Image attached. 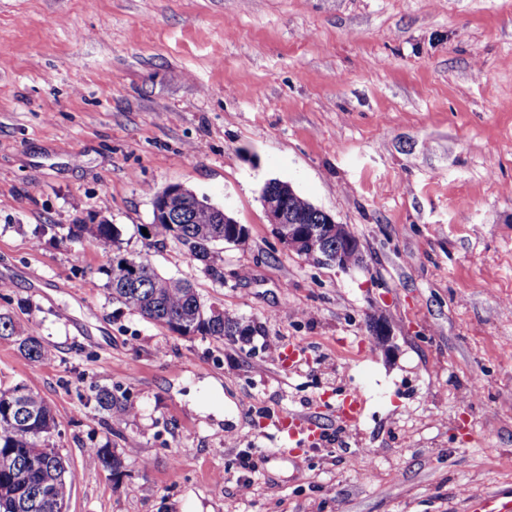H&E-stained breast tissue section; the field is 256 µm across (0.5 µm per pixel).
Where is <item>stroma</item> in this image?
Instances as JSON below:
<instances>
[{
	"instance_id": "35a3bbf8",
	"label": "stroma",
	"mask_w": 512,
	"mask_h": 512,
	"mask_svg": "<svg viewBox=\"0 0 512 512\" xmlns=\"http://www.w3.org/2000/svg\"><path fill=\"white\" fill-rule=\"evenodd\" d=\"M271 180L348 225L360 262L286 249ZM171 185L244 226L216 248L223 283L144 235ZM99 223L117 245L66 236ZM121 253L190 278L250 336H182L113 301ZM0 311L55 351L0 339V388L52 406L67 512L512 496V0H0ZM270 338L303 357L282 366ZM103 387L123 411L98 409ZM350 392L358 421L276 454L281 415ZM104 445L121 475L87 466Z\"/></svg>"
}]
</instances>
